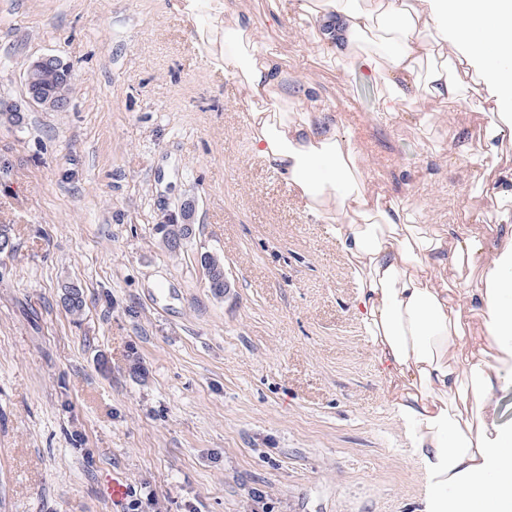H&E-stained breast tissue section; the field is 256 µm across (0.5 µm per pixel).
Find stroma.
<instances>
[{"mask_svg":"<svg viewBox=\"0 0 512 512\" xmlns=\"http://www.w3.org/2000/svg\"><path fill=\"white\" fill-rule=\"evenodd\" d=\"M289 82L318 89L373 183L428 224L512 211V147L486 183L455 148L481 100L374 117L358 63L318 52L310 22L239 0ZM53 55L67 111L28 107ZM0 512H427L430 473L387 395L328 224L256 158L245 95L224 76L223 0H0ZM195 200L196 235L154 232ZM224 261L217 296L199 262ZM80 286L70 315L60 287ZM143 376H135L133 363ZM126 492L113 499L110 488Z\"/></svg>","mask_w":512,"mask_h":512,"instance_id":"1","label":"stroma"}]
</instances>
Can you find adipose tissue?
<instances>
[{
	"label": "adipose tissue",
	"mask_w": 512,
	"mask_h": 512,
	"mask_svg": "<svg viewBox=\"0 0 512 512\" xmlns=\"http://www.w3.org/2000/svg\"><path fill=\"white\" fill-rule=\"evenodd\" d=\"M224 0V76L246 93L254 155L327 221L357 284L354 307L392 406L433 472L430 512H512V424L496 391L512 376V225L494 248L468 224H425L406 199L370 185L351 135L310 84H284L280 56ZM313 22L314 42L358 58L381 88L377 118L404 102L459 97L493 54L512 68V0H274L271 21ZM512 81L481 109L475 161L512 143Z\"/></svg>",
	"instance_id": "adipose-tissue-1"
}]
</instances>
